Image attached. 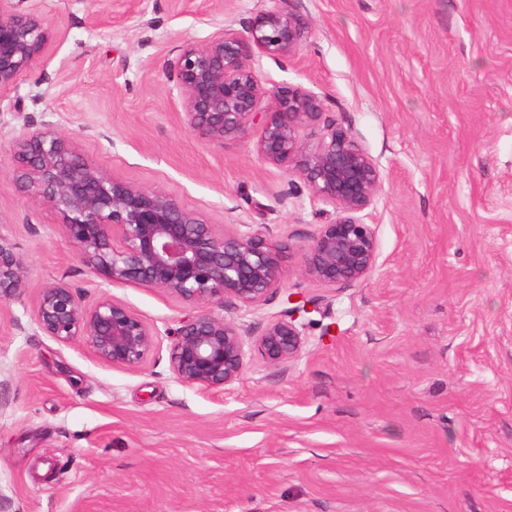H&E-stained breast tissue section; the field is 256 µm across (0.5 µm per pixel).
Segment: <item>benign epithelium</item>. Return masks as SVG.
<instances>
[{
    "mask_svg": "<svg viewBox=\"0 0 512 512\" xmlns=\"http://www.w3.org/2000/svg\"><path fill=\"white\" fill-rule=\"evenodd\" d=\"M26 2L0 0V93L16 87L52 38L45 18ZM308 29L303 14L277 8L241 31L223 26L201 43L183 44L169 72L183 99L182 121L199 141L246 138L258 125L260 160L297 171L312 200L337 209V218L301 249L304 273L335 286L361 281L375 267V230L360 213L379 190V166L334 124L317 145H305L300 128L320 115V103L300 87L276 88L273 109L259 112L264 88L250 66L259 55L292 56ZM15 159L17 180L58 214L60 232L91 272L109 284L161 290L190 308L177 328L162 332L107 293L89 305L68 283L53 280L35 305L43 334L62 344L83 342L100 361L132 370L145 365L165 334L175 378L217 391L240 379L248 349L273 367L301 357L303 324L295 310L249 343L241 325L215 313L229 304L259 307L280 287L281 246L271 233L216 232L164 192L101 170L50 122L18 138ZM26 274L24 258L0 232V303L23 294Z\"/></svg>",
    "mask_w": 512,
    "mask_h": 512,
    "instance_id": "7a95c632",
    "label": "benign epithelium"
}]
</instances>
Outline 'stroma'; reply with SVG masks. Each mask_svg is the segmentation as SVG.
Instances as JSON below:
<instances>
[{
	"label": "stroma",
	"mask_w": 512,
	"mask_h": 512,
	"mask_svg": "<svg viewBox=\"0 0 512 512\" xmlns=\"http://www.w3.org/2000/svg\"><path fill=\"white\" fill-rule=\"evenodd\" d=\"M41 0L56 37L0 94V222L27 263L0 307V493L6 512H512V0H292L309 33L252 68L272 90L314 94L382 183L363 212L372 274L306 276L299 248L336 218L254 139L197 140L168 62L178 46L239 30L276 0ZM54 121L96 165L165 192L216 231L272 230L277 293L226 319L259 335L305 304V346L277 371L249 355L225 391L172 375L169 337L137 370L41 333L34 308L62 279L86 302L102 280L15 180L14 144ZM177 327L167 293L108 291Z\"/></svg>",
	"instance_id": "obj_1"
}]
</instances>
